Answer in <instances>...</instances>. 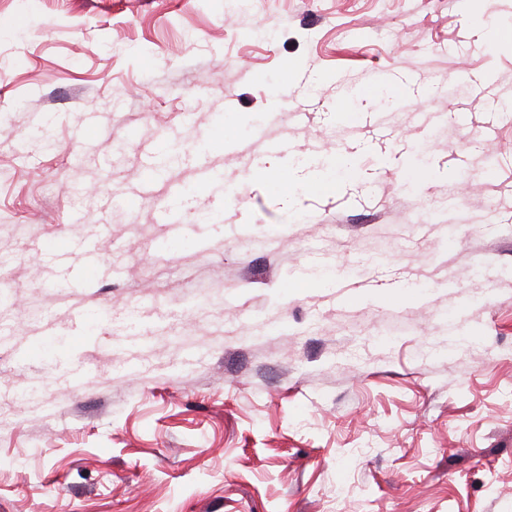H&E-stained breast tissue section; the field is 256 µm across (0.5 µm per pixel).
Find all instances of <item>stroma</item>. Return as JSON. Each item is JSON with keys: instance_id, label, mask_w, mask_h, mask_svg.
<instances>
[{"instance_id": "stroma-1", "label": "stroma", "mask_w": 512, "mask_h": 512, "mask_svg": "<svg viewBox=\"0 0 512 512\" xmlns=\"http://www.w3.org/2000/svg\"><path fill=\"white\" fill-rule=\"evenodd\" d=\"M1 257L0 512H512V0H0ZM162 224L171 226V234L165 239L160 248L168 253L176 251L195 242L194 235L188 224H185L182 211L177 203L167 202L159 209ZM82 258L83 260L78 267L77 275L72 282L76 288L94 280L100 272L99 250L95 245H84L82 248Z\"/></svg>"}]
</instances>
